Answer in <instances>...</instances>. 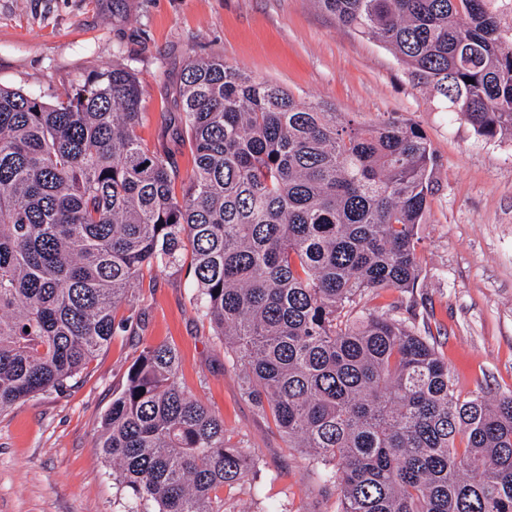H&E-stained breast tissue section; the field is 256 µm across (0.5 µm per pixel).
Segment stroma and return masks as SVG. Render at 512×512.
<instances>
[{
    "label": "stroma",
    "mask_w": 512,
    "mask_h": 512,
    "mask_svg": "<svg viewBox=\"0 0 512 512\" xmlns=\"http://www.w3.org/2000/svg\"><path fill=\"white\" fill-rule=\"evenodd\" d=\"M220 57L304 101L360 123L394 112L418 123L437 155L414 293L364 298L368 310L430 330L464 397L512 394V138L488 140L415 88L383 43L339 25L313 0H0V84L53 98L118 62L143 88L147 147L167 144L188 179L173 89L185 62ZM135 335L118 336L61 392L0 414V512H123L97 446L112 394L141 342L179 355V379L263 461L266 493L288 512H334L305 454L287 447L245 393L242 368L192 305L188 273L145 276Z\"/></svg>",
    "instance_id": "35a3bbf8"
}]
</instances>
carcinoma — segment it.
Instances as JSON below:
<instances>
[{"label": "carcinoma", "mask_w": 512, "mask_h": 512, "mask_svg": "<svg viewBox=\"0 0 512 512\" xmlns=\"http://www.w3.org/2000/svg\"><path fill=\"white\" fill-rule=\"evenodd\" d=\"M388 46L443 112L512 135L500 0H316ZM137 74L95 70L53 101L0 85V413L61 392L137 326L144 272L188 267L193 306L248 396L300 448L336 512H512V396L463 399L415 324L367 293L418 287L437 167L422 128L362 125L219 58L182 69L194 169L136 129ZM190 264H185V257ZM168 345L124 373L97 447L123 512H227L259 458L188 394Z\"/></svg>", "instance_id": "obj_1"}]
</instances>
